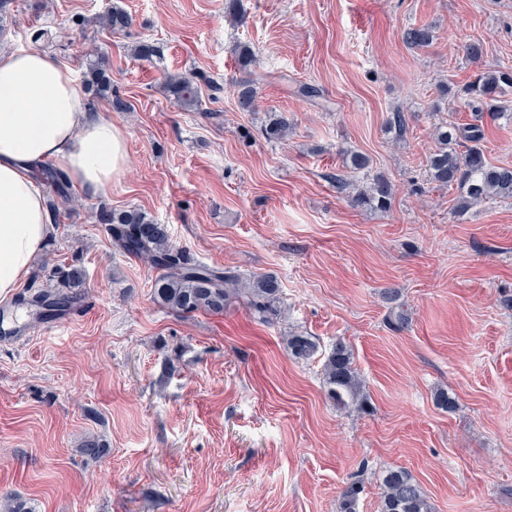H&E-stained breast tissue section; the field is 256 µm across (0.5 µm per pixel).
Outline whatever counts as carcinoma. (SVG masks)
Here are the masks:
<instances>
[{
    "mask_svg": "<svg viewBox=\"0 0 512 512\" xmlns=\"http://www.w3.org/2000/svg\"><path fill=\"white\" fill-rule=\"evenodd\" d=\"M98 23L113 32H120L130 27L132 18L123 9L114 7L98 17ZM403 38L407 45L424 49L432 44L434 35L431 26L422 25L408 28ZM237 63L246 73V77L238 82V105L243 111L252 112L257 107L252 71L256 63L255 53L247 46L239 47ZM84 80L96 88V94L100 96L112 92L111 77L99 54L86 60ZM505 86L512 87V66L507 64L484 69L455 90L447 88L453 92V98L473 113L474 122L461 128L445 122L436 128L440 147L429 158V178L441 186L459 189L455 213L460 217L477 202L512 200V167L490 164L481 147L484 129L480 121L486 116L494 119L512 114V107L500 100ZM166 89L182 106H191L199 98L198 86L186 75L169 77ZM289 129L286 117L271 116L262 126L261 133L266 141L279 143L286 140ZM460 137L469 142L464 151L456 148ZM349 163V169L334 177L336 188L342 192L353 185L354 175L370 166L368 158L357 152L349 154ZM42 174L63 203L74 202L68 192L69 180L63 172L46 167ZM392 197L391 183L376 177L368 189L351 196L350 201L357 207L386 210ZM97 220L109 226L116 247L158 271L154 293L167 307L186 315L199 311L218 314L236 300L263 323L270 324L280 315V285L276 277L262 274L245 278L229 269L194 263L173 244L167 225L153 222L138 210L117 213L102 209ZM82 288L83 279L78 270L63 271L58 287L37 294L31 305L37 308L38 317H52L64 312L72 300L81 295ZM288 349L295 359L308 360L317 352V344L308 336L293 335L288 337ZM324 378L329 395L338 405L360 407L365 403L364 380L354 365L350 346L341 339L327 355ZM382 483V512H431L426 495L406 469L388 470ZM359 493L357 483L347 485L342 493L340 512H356ZM0 512H31V508L21 496L6 493L0 496Z\"/></svg>",
    "mask_w": 512,
    "mask_h": 512,
    "instance_id": "obj_1",
    "label": "carcinoma"
}]
</instances>
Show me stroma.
<instances>
[{"label":"stroma","instance_id":"stroma-1","mask_svg":"<svg viewBox=\"0 0 512 512\" xmlns=\"http://www.w3.org/2000/svg\"><path fill=\"white\" fill-rule=\"evenodd\" d=\"M13 0L0 46L109 63L112 95L90 98L123 133V177L53 212L54 234L21 289L56 288L81 269L84 295L64 326L0 338V495L33 512H380L386 470H408L433 512H512V200L455 216L456 190L431 183L435 127L470 122L443 86L512 63V0ZM133 23L114 34L110 7ZM430 24L416 50L405 30ZM484 53L468 61L466 42ZM156 44L149 61L133 57ZM250 46L258 108L241 111L235 48ZM195 75L187 109L166 90ZM309 84L320 91L307 98ZM405 113L404 133L390 127ZM290 122L267 142L268 113ZM483 147L512 166V118L484 119ZM395 192L389 209L352 206L334 177L345 151ZM168 225L191 259L274 275L282 315L242 304L180 314L154 295L155 269L118 249L100 206ZM409 317L391 330L396 306ZM291 334L316 355L298 360ZM354 352L370 410L329 399L323 363L336 340ZM455 397L447 411L437 391ZM107 453L89 459L83 441Z\"/></svg>","mask_w":512,"mask_h":512}]
</instances>
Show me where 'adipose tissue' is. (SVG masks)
I'll use <instances>...</instances> for the list:
<instances>
[{
    "label": "adipose tissue",
    "instance_id": "obj_1",
    "mask_svg": "<svg viewBox=\"0 0 512 512\" xmlns=\"http://www.w3.org/2000/svg\"><path fill=\"white\" fill-rule=\"evenodd\" d=\"M48 160L97 194L124 175L125 138L92 112L66 62L30 48L0 49L1 302L16 297L54 231L34 178Z\"/></svg>",
    "mask_w": 512,
    "mask_h": 512
}]
</instances>
